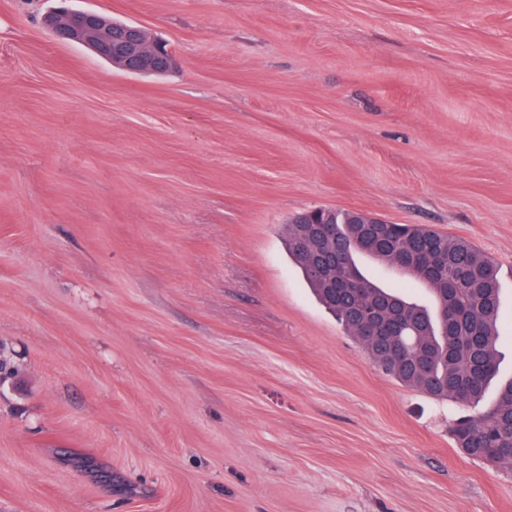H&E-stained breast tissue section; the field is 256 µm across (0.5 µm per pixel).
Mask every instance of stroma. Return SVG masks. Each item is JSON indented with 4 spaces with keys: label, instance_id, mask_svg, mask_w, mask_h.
I'll return each mask as SVG.
<instances>
[{
    "label": "stroma",
    "instance_id": "stroma-1",
    "mask_svg": "<svg viewBox=\"0 0 512 512\" xmlns=\"http://www.w3.org/2000/svg\"><path fill=\"white\" fill-rule=\"evenodd\" d=\"M0 0V512H512L292 263L316 207L496 264L512 378V0H76L129 74ZM362 273L424 305L426 285ZM43 23L51 37L82 43L109 62L120 59L129 70L169 69L177 64L163 42L146 39L138 26L112 25L98 12L61 6Z\"/></svg>",
    "mask_w": 512,
    "mask_h": 512
}]
</instances>
